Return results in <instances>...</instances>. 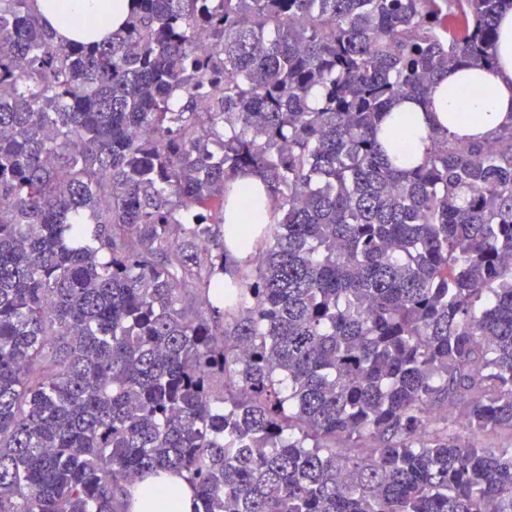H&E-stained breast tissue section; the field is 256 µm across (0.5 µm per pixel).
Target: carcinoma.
<instances>
[{"mask_svg": "<svg viewBox=\"0 0 512 512\" xmlns=\"http://www.w3.org/2000/svg\"><path fill=\"white\" fill-rule=\"evenodd\" d=\"M134 2L0 0V512H512V127L380 141L507 0ZM65 1V7L60 5ZM130 0H37L36 7L52 28L57 42L67 40L91 41L104 38L110 30L121 29L131 10ZM74 13L88 18L101 17L103 24L76 31L70 15ZM158 488H164L170 494L174 502L173 509L161 508L156 495ZM131 492L135 500L129 512H193V489L185 479L177 475H166L162 482L153 478L145 479L134 485Z\"/></svg>", "mask_w": 512, "mask_h": 512, "instance_id": "1", "label": "carcinoma"}]
</instances>
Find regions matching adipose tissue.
<instances>
[{"label": "adipose tissue", "instance_id": "obj_1", "mask_svg": "<svg viewBox=\"0 0 512 512\" xmlns=\"http://www.w3.org/2000/svg\"><path fill=\"white\" fill-rule=\"evenodd\" d=\"M36 7L58 42H86L121 29L130 14L131 0H37ZM75 14L95 19V26L73 29L71 17ZM496 56V66L490 71L479 67L450 70L431 90V111L409 101L398 107L390 119L389 133L390 141L404 145L403 150L391 153L396 165L420 162L421 139L430 127L485 141L499 128L512 124V8L504 10L499 19ZM160 488L172 497V512H193L191 486L170 474L161 482L149 478L137 483L131 512H163L156 495Z\"/></svg>", "mask_w": 512, "mask_h": 512}]
</instances>
